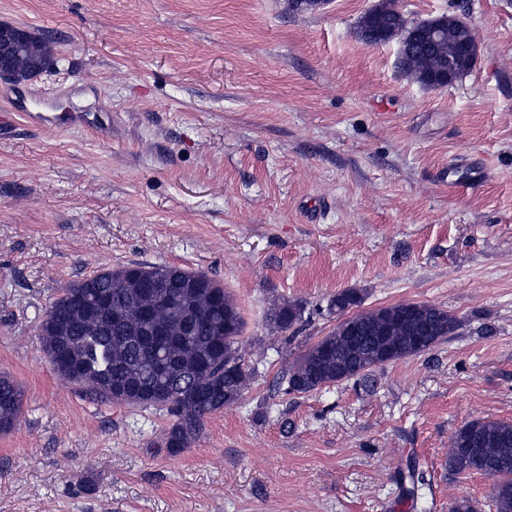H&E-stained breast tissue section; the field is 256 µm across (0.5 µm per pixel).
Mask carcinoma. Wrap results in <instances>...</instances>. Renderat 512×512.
Masks as SVG:
<instances>
[{"instance_id":"carcinoma-1","label":"carcinoma","mask_w":512,"mask_h":512,"mask_svg":"<svg viewBox=\"0 0 512 512\" xmlns=\"http://www.w3.org/2000/svg\"><path fill=\"white\" fill-rule=\"evenodd\" d=\"M29 38L33 52L18 60L17 81L40 75L54 61L48 42ZM435 60V51H426L412 78L434 87L419 73ZM360 302L358 292L343 290L330 308L342 314ZM390 309L395 318L389 323L380 320L378 309L355 314L356 340L338 325L289 363L281 377L286 391L307 394L350 380L370 384L376 368L427 352L460 326L455 316L425 303L401 302ZM301 318V307L290 303L266 314L282 332ZM242 331L233 299L207 274L135 263L102 269L64 289L39 325L38 339L44 355L66 353L75 374L60 369L58 375L88 395L166 409L173 420L160 440L178 454L199 437L205 418L236 403L247 388L250 373L237 346ZM116 386L130 394L117 398ZM22 397L13 380L0 377L1 433L19 421ZM448 469L494 479L497 512H512V423L479 419L461 426L450 441Z\"/></svg>"}]
</instances>
